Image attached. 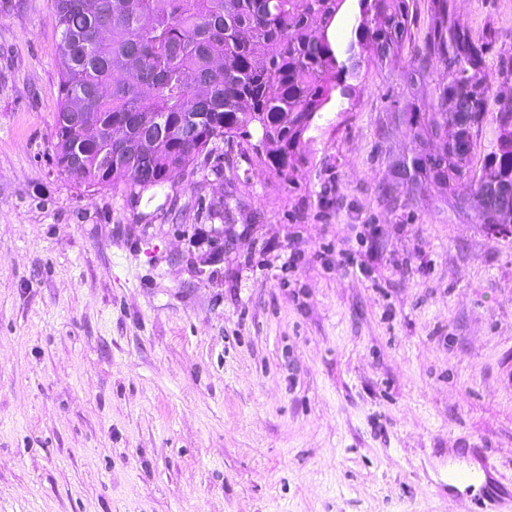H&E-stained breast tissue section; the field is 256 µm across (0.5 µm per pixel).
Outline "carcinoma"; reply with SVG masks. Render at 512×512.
Segmentation results:
<instances>
[{"label": "carcinoma", "instance_id": "obj_1", "mask_svg": "<svg viewBox=\"0 0 512 512\" xmlns=\"http://www.w3.org/2000/svg\"><path fill=\"white\" fill-rule=\"evenodd\" d=\"M53 0L58 44L57 160L86 187L128 198L200 172L214 145L252 153L254 163L291 181L306 134L333 101L351 98L355 59L383 65L413 41L414 0H357L354 35L335 29L347 0ZM487 41L475 39L448 0H432V20L413 70H443L429 111L395 107L412 148L391 163L387 200L423 193L472 224H512V101L486 81ZM88 112L93 137L71 125ZM500 135L477 168L478 137L489 113ZM467 150L450 147L448 136ZM256 142H251V139ZM474 193L494 181L505 195L492 213L461 206L455 186Z\"/></svg>", "mask_w": 512, "mask_h": 512}]
</instances>
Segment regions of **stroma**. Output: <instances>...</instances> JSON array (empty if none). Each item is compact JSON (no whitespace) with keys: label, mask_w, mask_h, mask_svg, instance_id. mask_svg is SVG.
Returning a JSON list of instances; mask_svg holds the SVG:
<instances>
[{"label":"stroma","mask_w":512,"mask_h":512,"mask_svg":"<svg viewBox=\"0 0 512 512\" xmlns=\"http://www.w3.org/2000/svg\"><path fill=\"white\" fill-rule=\"evenodd\" d=\"M450 3L512 99V0ZM58 43L0 0V512H512V236L379 196L441 64L364 65L290 182L219 151L135 203L55 165Z\"/></svg>","instance_id":"stroma-1"}]
</instances>
